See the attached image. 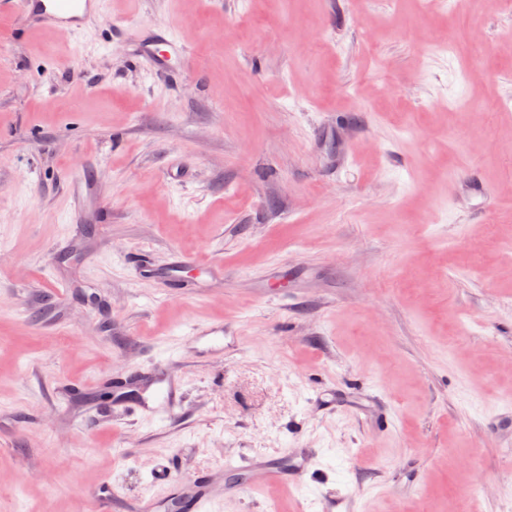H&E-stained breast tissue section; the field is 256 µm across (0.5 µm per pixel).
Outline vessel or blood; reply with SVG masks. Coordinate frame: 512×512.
<instances>
[{
    "label": "vessel or blood",
    "mask_w": 512,
    "mask_h": 512,
    "mask_svg": "<svg viewBox=\"0 0 512 512\" xmlns=\"http://www.w3.org/2000/svg\"><path fill=\"white\" fill-rule=\"evenodd\" d=\"M103 8L102 0H0V11H18L27 26L58 31L70 35L80 31ZM184 42L177 36L170 23L162 22L155 27V37L148 42L143 55L155 69L166 68L171 57L183 56ZM73 219H80L94 199V183L89 174L72 179L68 185ZM158 390L141 396L134 405L136 413L145 418L172 417L177 413L179 396L177 386L169 378L158 380ZM155 479L167 486L172 512H207L209 503L224 492L223 484L206 481L192 497H184L170 470H158Z\"/></svg>",
    "instance_id": "b4317fda"
}]
</instances>
